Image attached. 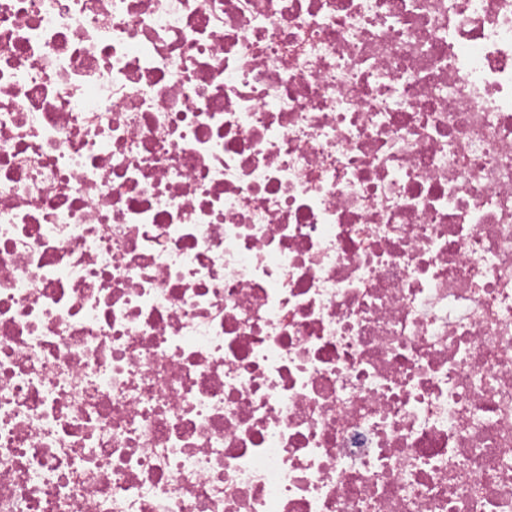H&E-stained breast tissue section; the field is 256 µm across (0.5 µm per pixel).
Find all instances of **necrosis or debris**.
Masks as SVG:
<instances>
[{"label":"necrosis or debris","mask_w":512,"mask_h":512,"mask_svg":"<svg viewBox=\"0 0 512 512\" xmlns=\"http://www.w3.org/2000/svg\"><path fill=\"white\" fill-rule=\"evenodd\" d=\"M0 512H512V0H0Z\"/></svg>","instance_id":"necrosis-or-debris-1"}]
</instances>
